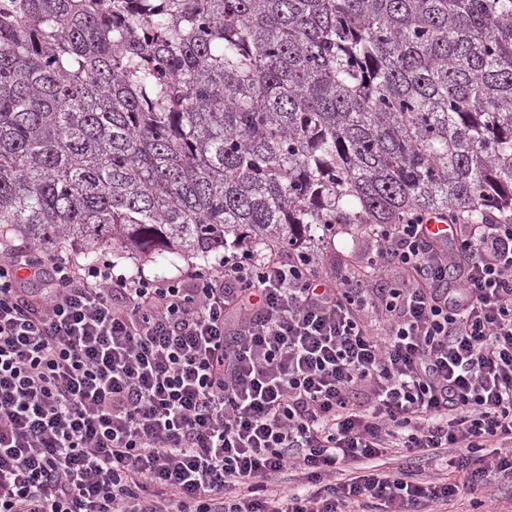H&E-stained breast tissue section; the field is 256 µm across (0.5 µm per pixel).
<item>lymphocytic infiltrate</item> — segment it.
I'll return each instance as SVG.
<instances>
[{
	"label": "lymphocytic infiltrate",
	"mask_w": 512,
	"mask_h": 512,
	"mask_svg": "<svg viewBox=\"0 0 512 512\" xmlns=\"http://www.w3.org/2000/svg\"><path fill=\"white\" fill-rule=\"evenodd\" d=\"M113 275L0 249V512H418L512 478V223ZM455 455L438 481L390 457ZM295 471L292 490L272 482Z\"/></svg>",
	"instance_id": "lymphocytic-infiltrate-1"
}]
</instances>
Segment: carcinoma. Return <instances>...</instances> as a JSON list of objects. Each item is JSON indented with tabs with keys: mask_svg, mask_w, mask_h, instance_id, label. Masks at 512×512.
Returning <instances> with one entry per match:
<instances>
[{
	"mask_svg": "<svg viewBox=\"0 0 512 512\" xmlns=\"http://www.w3.org/2000/svg\"><path fill=\"white\" fill-rule=\"evenodd\" d=\"M512 219V0H0V234L204 263Z\"/></svg>",
	"mask_w": 512,
	"mask_h": 512,
	"instance_id": "obj_1",
	"label": "carcinoma"
}]
</instances>
